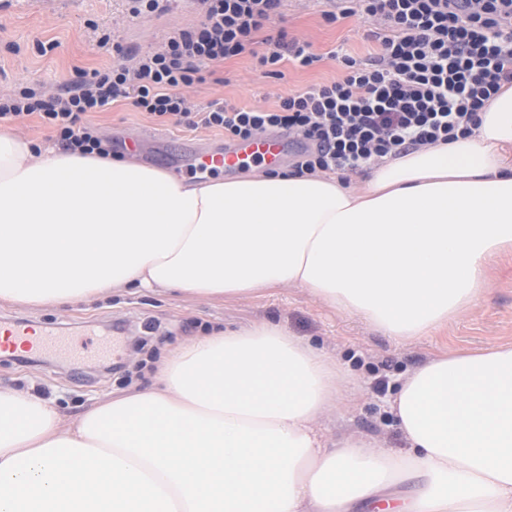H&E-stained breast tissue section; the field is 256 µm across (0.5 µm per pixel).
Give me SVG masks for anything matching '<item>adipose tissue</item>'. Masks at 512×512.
<instances>
[{"label":"adipose tissue","mask_w":512,"mask_h":512,"mask_svg":"<svg viewBox=\"0 0 512 512\" xmlns=\"http://www.w3.org/2000/svg\"><path fill=\"white\" fill-rule=\"evenodd\" d=\"M479 118L469 136L370 164L356 186L192 183L0 124V302L291 285L385 335H422L478 304L512 247L511 84ZM158 373L71 422L0 386V512H512V345L408 374L390 402L399 453L322 433L356 381L276 325L212 331Z\"/></svg>","instance_id":"obj_1"}]
</instances>
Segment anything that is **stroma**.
Masks as SVG:
<instances>
[{"instance_id": "35a3bbf8", "label": "stroma", "mask_w": 512, "mask_h": 512, "mask_svg": "<svg viewBox=\"0 0 512 512\" xmlns=\"http://www.w3.org/2000/svg\"><path fill=\"white\" fill-rule=\"evenodd\" d=\"M322 10L321 0H286L274 23L324 53L317 66L299 69L285 62L282 78L275 79L242 56L215 64L205 83L182 87V95L198 108L218 101L271 109L289 91L336 79L340 71L329 51L341 46L364 57L375 43L359 16L329 23ZM198 19L189 0H170L165 12L142 19L129 17L127 0H0V94L22 86L49 94L80 72L111 66L113 52L97 47L99 34L146 52ZM85 121L111 142L113 157L163 169L169 166L170 141L224 145L221 131L151 117L124 98L88 113ZM488 277L490 291L476 306L406 340L385 336L290 286L224 300L123 290L87 304L27 309L1 303L0 326L24 321L63 335L68 347L42 351L27 362L0 354V384L37 393L53 401L63 418L74 419L109 394L154 385L157 362L198 336L267 321L339 356L358 379L347 395V410L321 419L327 437L361 433L401 452L405 443L386 402L403 374L438 356L512 344V250L490 265Z\"/></svg>"}]
</instances>
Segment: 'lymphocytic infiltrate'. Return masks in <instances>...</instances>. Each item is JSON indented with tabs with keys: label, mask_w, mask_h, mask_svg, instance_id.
Returning a JSON list of instances; mask_svg holds the SVG:
<instances>
[{
	"label": "lymphocytic infiltrate",
	"mask_w": 512,
	"mask_h": 512,
	"mask_svg": "<svg viewBox=\"0 0 512 512\" xmlns=\"http://www.w3.org/2000/svg\"><path fill=\"white\" fill-rule=\"evenodd\" d=\"M197 4L198 25L144 54L127 48L133 64L81 72L50 96L28 87L0 96V121L35 114L64 149L107 156L109 141L84 118L123 97L150 116L219 129L228 140L271 132L299 138L304 147L291 163L295 173L341 176L472 134L481 110L503 84L512 83V0H349L323 17L333 23L356 15L380 24L369 57L331 51L340 77L289 92L273 109L217 103L196 109L180 89L204 81L211 64L247 54L278 79L282 62L310 68L324 57L286 31L266 35L284 0Z\"/></svg>",
	"instance_id": "f902f5d3"
}]
</instances>
